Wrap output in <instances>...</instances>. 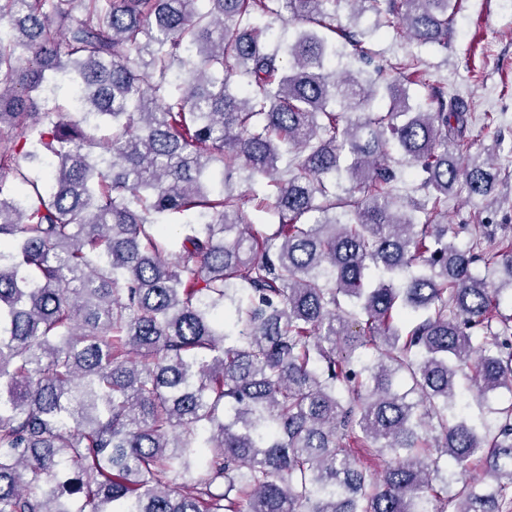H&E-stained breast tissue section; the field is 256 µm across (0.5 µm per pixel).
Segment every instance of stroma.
<instances>
[{
  "instance_id": "1",
  "label": "stroma",
  "mask_w": 512,
  "mask_h": 512,
  "mask_svg": "<svg viewBox=\"0 0 512 512\" xmlns=\"http://www.w3.org/2000/svg\"><path fill=\"white\" fill-rule=\"evenodd\" d=\"M374 65L407 53L425 62L426 82L410 88L424 100L428 84H443L470 106L475 118L494 113L505 143L512 144V0H462L447 48H428L390 33L372 39Z\"/></svg>"
}]
</instances>
